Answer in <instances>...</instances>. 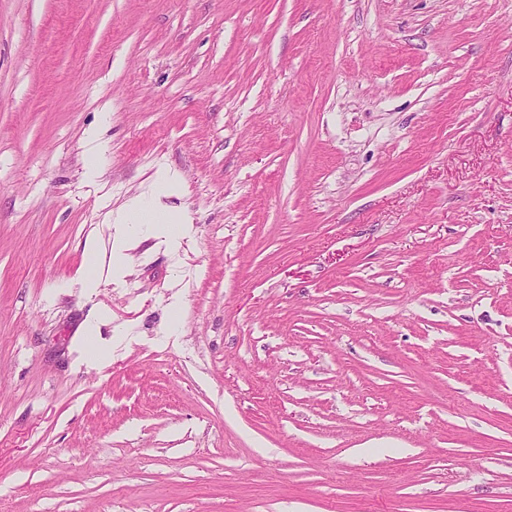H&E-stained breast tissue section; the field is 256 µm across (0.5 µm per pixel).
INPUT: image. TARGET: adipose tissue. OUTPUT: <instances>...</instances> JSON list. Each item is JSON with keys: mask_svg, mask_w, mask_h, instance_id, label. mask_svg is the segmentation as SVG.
<instances>
[{"mask_svg": "<svg viewBox=\"0 0 512 512\" xmlns=\"http://www.w3.org/2000/svg\"><path fill=\"white\" fill-rule=\"evenodd\" d=\"M160 198V192L156 191L150 200L139 198L127 203L115 217L113 233L108 243H101L97 235L88 236L84 249L89 255L98 256L104 248L110 251L105 277L83 279L82 284L88 292H95L103 280H117L126 275L127 254L139 243L134 232L135 226L146 227L155 237L171 247L177 246L179 240L188 235V228L175 223L173 216L162 207Z\"/></svg>", "mask_w": 512, "mask_h": 512, "instance_id": "ef3b65f1", "label": "adipose tissue"}]
</instances>
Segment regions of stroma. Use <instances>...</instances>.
<instances>
[{"label": "stroma", "instance_id": "1", "mask_svg": "<svg viewBox=\"0 0 512 512\" xmlns=\"http://www.w3.org/2000/svg\"><path fill=\"white\" fill-rule=\"evenodd\" d=\"M0 512H512V0H0ZM161 194L155 187L149 202H144V197L127 203L115 217L112 225L113 233L109 243L110 260L106 269V278L95 275L92 279L81 276L83 288L89 293H94L96 288L104 282L112 283V280L123 278L127 274V254L139 244V238L135 234L132 225L145 226L161 243L170 247H176L178 241L187 236L189 229L184 224L173 225L177 216H172L160 203Z\"/></svg>", "mask_w": 512, "mask_h": 512}]
</instances>
